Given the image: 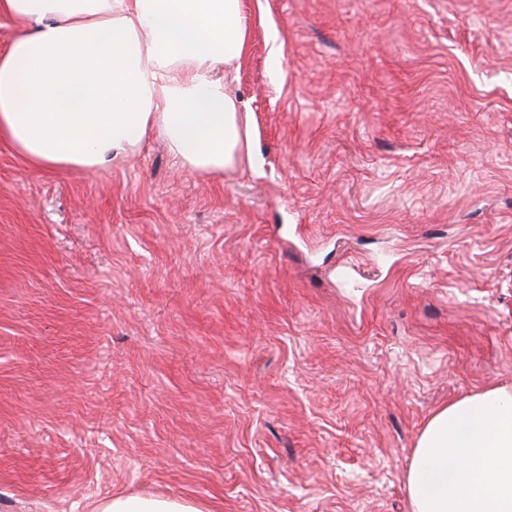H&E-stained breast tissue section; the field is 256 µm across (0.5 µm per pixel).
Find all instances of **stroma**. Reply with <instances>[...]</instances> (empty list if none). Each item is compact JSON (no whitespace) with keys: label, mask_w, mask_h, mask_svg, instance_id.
I'll use <instances>...</instances> for the list:
<instances>
[{"label":"stroma","mask_w":512,"mask_h":512,"mask_svg":"<svg viewBox=\"0 0 512 512\" xmlns=\"http://www.w3.org/2000/svg\"><path fill=\"white\" fill-rule=\"evenodd\" d=\"M243 2L223 173L0 142V512H409L429 419L512 390V0ZM96 512H209L204 505L189 499L130 495L117 496L101 503Z\"/></svg>","instance_id":"obj_1"}]
</instances>
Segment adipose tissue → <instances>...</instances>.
I'll return each instance as SVG.
<instances>
[{
  "label": "adipose tissue",
  "mask_w": 512,
  "mask_h": 512,
  "mask_svg": "<svg viewBox=\"0 0 512 512\" xmlns=\"http://www.w3.org/2000/svg\"><path fill=\"white\" fill-rule=\"evenodd\" d=\"M24 31L0 53V140L31 167L85 172L152 136L219 173L249 148L248 119L214 73L246 53L242 0H0ZM411 512H512V391L489 388L426 424L406 476ZM96 512H207L130 495Z\"/></svg>",
  "instance_id": "adipose-tissue-1"
}]
</instances>
